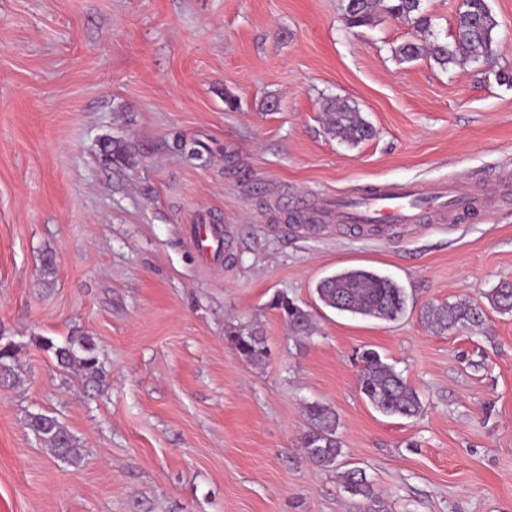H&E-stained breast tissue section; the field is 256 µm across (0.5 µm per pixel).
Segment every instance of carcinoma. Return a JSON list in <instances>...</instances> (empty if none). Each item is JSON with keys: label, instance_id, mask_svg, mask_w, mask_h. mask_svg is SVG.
Instances as JSON below:
<instances>
[{"label": "carcinoma", "instance_id": "cac0c4a2", "mask_svg": "<svg viewBox=\"0 0 512 512\" xmlns=\"http://www.w3.org/2000/svg\"><path fill=\"white\" fill-rule=\"evenodd\" d=\"M390 16L414 25L420 37L401 44L395 53L403 60H414L424 53L440 65L460 61L486 59L493 55L494 33L499 23L487 0H469L457 20L453 42L428 40L431 19L422 8V0H351L346 6V22L351 28L372 24ZM326 132L332 138L358 144L375 134L372 125L348 103L330 99L325 102ZM318 300L339 312L394 321L404 311V289L391 278L367 268H347L327 276L315 285ZM494 307L501 313H512V283L504 282L491 293ZM290 301L278 298L276 307L283 310L293 334L308 336L312 332L310 314L299 307L289 308ZM422 320L431 327L446 331L457 326H480L483 311L463 299L453 304L428 303L421 310ZM232 348L246 361H256L267 355L263 334L251 329L228 333ZM42 347L53 354L59 366L73 370L85 384L103 386L106 372L100 362L92 337L81 330L72 331L65 342L57 344L48 337L40 338ZM362 367L358 375L360 392L378 411L391 416L410 418L421 409L418 395L392 366L382 362L373 350L361 354ZM309 427L301 437V447L307 459L319 467H331L342 455V442L336 435L338 420L329 407L311 403L307 406ZM27 427L39 442L57 456L72 463L80 460L75 436L60 420L49 414H30ZM345 488L358 498V512H384L382 500L364 471L352 469L343 473Z\"/></svg>", "mask_w": 512, "mask_h": 512}]
</instances>
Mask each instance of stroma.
I'll list each match as a JSON object with an SVG mask.
<instances>
[{
	"label": "stroma",
	"mask_w": 512,
	"mask_h": 512,
	"mask_svg": "<svg viewBox=\"0 0 512 512\" xmlns=\"http://www.w3.org/2000/svg\"><path fill=\"white\" fill-rule=\"evenodd\" d=\"M487 3L493 65L444 68L396 58L410 23L348 27L347 0H0V338L18 374L0 388V512H351L353 467L388 512H512V314L488 298L512 282V0ZM329 99L375 136L327 135ZM442 181L475 204L441 224L326 213L376 183ZM201 224L217 253L195 248ZM346 267L393 277L405 313L324 307L315 282ZM279 296L311 337L289 333ZM463 298L482 327L421 322ZM76 328L100 389L38 343ZM250 329L267 339L256 362L227 339ZM366 349L419 416L360 394ZM313 402L338 418L327 469L300 447ZM32 412L66 425L78 463L34 438Z\"/></svg>",
	"instance_id": "35a3bbf8"
}]
</instances>
